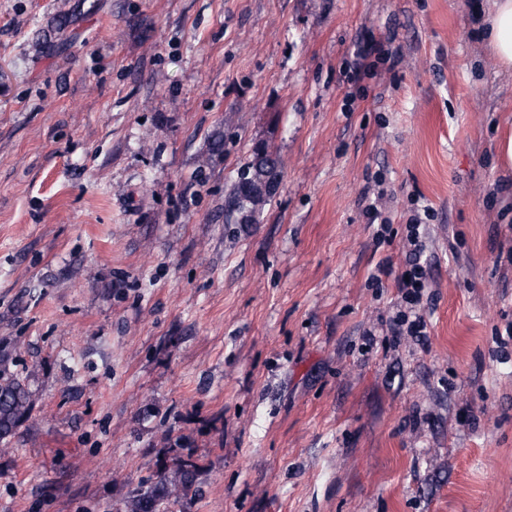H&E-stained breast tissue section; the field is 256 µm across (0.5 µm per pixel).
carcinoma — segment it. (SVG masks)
Returning a JSON list of instances; mask_svg holds the SVG:
<instances>
[{
	"mask_svg": "<svg viewBox=\"0 0 512 512\" xmlns=\"http://www.w3.org/2000/svg\"><path fill=\"white\" fill-rule=\"evenodd\" d=\"M281 176L276 154L263 146L254 151L253 158L238 173L225 202V221L238 223L244 215L248 223L271 201ZM29 391L17 373L10 369V358L0 354V450H8L10 438L18 427L32 415ZM201 466L189 455L170 468L163 464L156 477L148 478L122 498L115 512H169L171 506L199 495L197 479Z\"/></svg>",
	"mask_w": 512,
	"mask_h": 512,
	"instance_id": "cac0c4a2",
	"label": "carcinoma"
}]
</instances>
